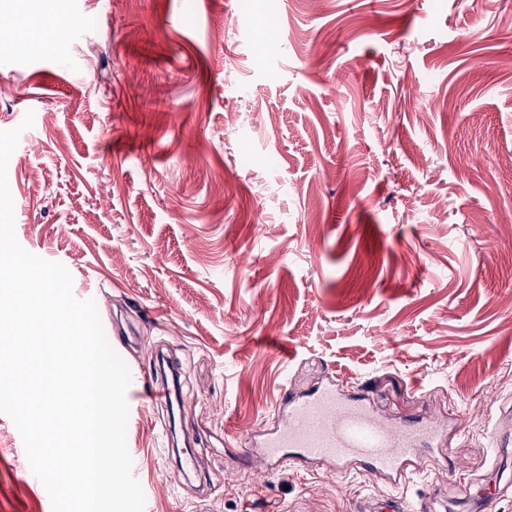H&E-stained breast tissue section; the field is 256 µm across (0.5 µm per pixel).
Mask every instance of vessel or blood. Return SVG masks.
Returning <instances> with one entry per match:
<instances>
[{
	"label": "vessel or blood",
	"instance_id": "1",
	"mask_svg": "<svg viewBox=\"0 0 512 512\" xmlns=\"http://www.w3.org/2000/svg\"><path fill=\"white\" fill-rule=\"evenodd\" d=\"M127 390L130 408L143 398L165 402V387L151 385L144 373L135 372ZM447 425L444 419L383 420L368 400L343 391L328 381L304 395L283 399L273 425L249 436L238 456L242 468L261 464L269 472L286 466L323 469L333 475L351 471L378 476L393 486L427 471L432 449L441 447ZM367 512H415L407 499L393 496L366 502Z\"/></svg>",
	"mask_w": 512,
	"mask_h": 512
}]
</instances>
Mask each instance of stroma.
<instances>
[{"label":"stroma","instance_id":"1","mask_svg":"<svg viewBox=\"0 0 512 512\" xmlns=\"http://www.w3.org/2000/svg\"><path fill=\"white\" fill-rule=\"evenodd\" d=\"M0 0L15 234L63 264L129 370L157 352L179 411L127 446L144 512H358L383 480L241 469L282 391L336 377L394 420L464 435L427 481L499 483L512 512V0ZM34 124L22 128L26 113ZM238 196L226 209L224 189ZM189 434L183 478L162 428ZM0 512H52L0 414Z\"/></svg>","mask_w":512,"mask_h":512}]
</instances>
